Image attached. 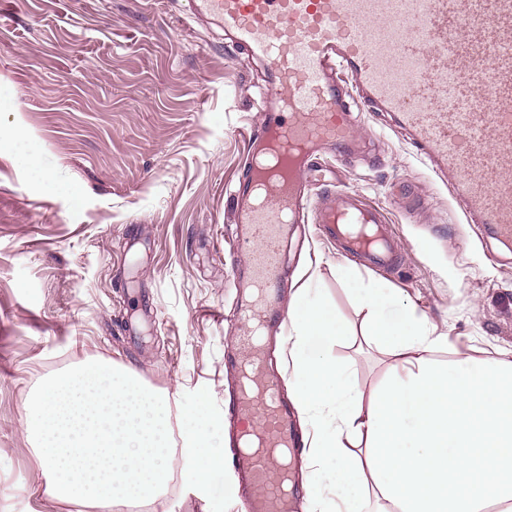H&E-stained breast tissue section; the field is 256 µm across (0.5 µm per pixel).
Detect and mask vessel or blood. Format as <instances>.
<instances>
[{"label": "vessel or blood", "instance_id": "obj_1", "mask_svg": "<svg viewBox=\"0 0 512 512\" xmlns=\"http://www.w3.org/2000/svg\"><path fill=\"white\" fill-rule=\"evenodd\" d=\"M186 2L191 21L215 22L248 59L267 62L278 88L250 133L267 161L240 180L232 211L256 287L282 277L277 253L287 229L309 222L374 266L397 265L383 209L311 173L323 152L355 162L364 111L386 113L409 132L471 223L512 239V0ZM240 318L237 343L253 350V309L241 308ZM261 372L253 359L230 411L242 512H288L283 482L268 473L296 448L293 408L280 397L282 377Z\"/></svg>", "mask_w": 512, "mask_h": 512}]
</instances>
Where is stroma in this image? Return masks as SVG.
<instances>
[{"instance_id":"35a3bbf8","label":"stroma","mask_w":512,"mask_h":512,"mask_svg":"<svg viewBox=\"0 0 512 512\" xmlns=\"http://www.w3.org/2000/svg\"><path fill=\"white\" fill-rule=\"evenodd\" d=\"M182 0H0V512H92L31 494L40 481L22 421L45 377L90 358L129 367L180 413L208 388L227 410L238 353L232 240L245 133L268 73ZM372 153L339 188L385 210L403 256L376 271L306 228L284 251L279 305L315 255L319 295L351 328L363 283L391 289L477 358L512 357V242L467 223L410 144L364 114ZM39 169H30L28 156ZM367 389L391 359L330 348ZM138 512H211L185 469Z\"/></svg>"}]
</instances>
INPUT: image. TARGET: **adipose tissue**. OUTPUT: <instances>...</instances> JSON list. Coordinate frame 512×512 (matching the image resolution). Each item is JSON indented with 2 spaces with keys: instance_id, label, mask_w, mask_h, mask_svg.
Masks as SVG:
<instances>
[{
  "instance_id": "1",
  "label": "adipose tissue",
  "mask_w": 512,
  "mask_h": 512,
  "mask_svg": "<svg viewBox=\"0 0 512 512\" xmlns=\"http://www.w3.org/2000/svg\"><path fill=\"white\" fill-rule=\"evenodd\" d=\"M316 283L308 277L288 308L311 512H512V361L451 350L406 302L365 286L355 296L361 334L393 364L363 391L328 352L352 331Z\"/></svg>"
}]
</instances>
